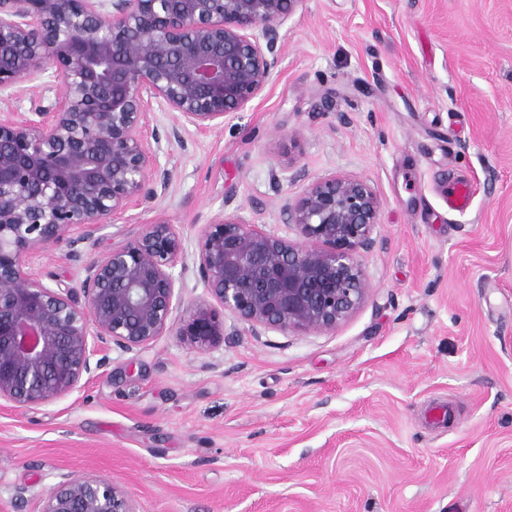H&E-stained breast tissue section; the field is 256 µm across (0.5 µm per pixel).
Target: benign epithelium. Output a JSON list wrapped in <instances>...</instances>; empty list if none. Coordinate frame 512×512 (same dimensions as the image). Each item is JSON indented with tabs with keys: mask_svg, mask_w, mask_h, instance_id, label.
<instances>
[{
	"mask_svg": "<svg viewBox=\"0 0 512 512\" xmlns=\"http://www.w3.org/2000/svg\"><path fill=\"white\" fill-rule=\"evenodd\" d=\"M304 0H0V93L29 95L0 113V401L31 408L69 395L105 364L173 334L196 348L224 317L279 331L333 330L370 286L355 254L381 207L367 182L331 176L288 204L302 242L237 215L205 225L194 260L213 306L178 318L172 268L185 257L173 224H145L84 266L78 286L35 277L29 258L70 256L103 225L166 190L162 139L211 130L250 103L279 64L280 28ZM177 114L147 132L152 100ZM39 512H139L112 479L60 472Z\"/></svg>",
	"mask_w": 512,
	"mask_h": 512,
	"instance_id": "1",
	"label": "benign epithelium"
}]
</instances>
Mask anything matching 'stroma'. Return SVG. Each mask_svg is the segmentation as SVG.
Here are the masks:
<instances>
[{
	"instance_id": "stroma-1",
	"label": "stroma",
	"mask_w": 512,
	"mask_h": 512,
	"mask_svg": "<svg viewBox=\"0 0 512 512\" xmlns=\"http://www.w3.org/2000/svg\"><path fill=\"white\" fill-rule=\"evenodd\" d=\"M281 33L252 102L162 142L164 194L82 260L53 245L31 271L77 286L165 222L189 254L173 269L187 305L206 296L190 257L206 224L235 213L297 241L286 205L336 174L381 200L355 255L366 300L331 331L228 317L204 350L115 348L79 391L1 403L0 512H38L60 470L111 477L140 512H512V0H305ZM453 177L475 188L463 214Z\"/></svg>"
}]
</instances>
